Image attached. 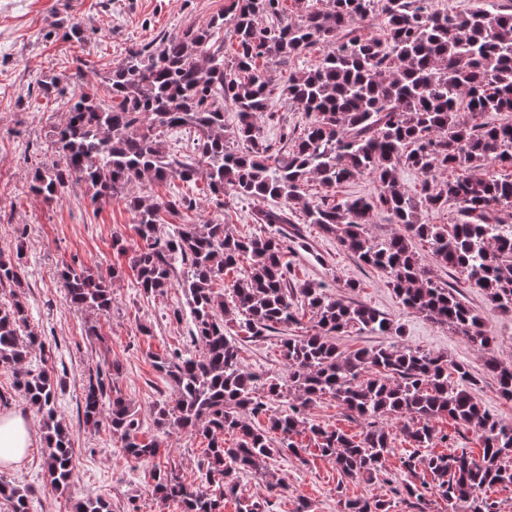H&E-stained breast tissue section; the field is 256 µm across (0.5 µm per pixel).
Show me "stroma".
Returning a JSON list of instances; mask_svg holds the SVG:
<instances>
[{
    "label": "stroma",
    "mask_w": 512,
    "mask_h": 512,
    "mask_svg": "<svg viewBox=\"0 0 512 512\" xmlns=\"http://www.w3.org/2000/svg\"><path fill=\"white\" fill-rule=\"evenodd\" d=\"M223 8L224 0H0V253L20 255L28 273V323L62 350L67 372L57 410L74 436L70 494L58 495L50 489L37 414L32 417V446L27 455L18 465L0 471L1 477L33 491L32 512H72L76 499L86 495L106 498L113 512H180L176 503L164 504L152 496L154 465L127 456L107 427L95 429L78 420L85 374L113 363L121 368L116 385L135 411L142 437L163 439L159 463L175 464L184 480L197 484L205 466L199 439L180 432L160 436L153 423L156 402L173 395L153 358L187 345L190 323L173 317L174 308L187 305L185 292L176 286L154 297L137 287L128 253L136 249L139 238L126 196L98 205L92 203V192L82 183L69 184L50 201L29 194L28 182L37 160H52L45 149L53 128L64 123L66 110L56 100L28 94L27 88L71 74L75 60L81 59L85 62L83 89L103 93L107 71L123 62L129 47L149 43L164 32L207 25ZM72 23L84 27L85 42L64 39V30ZM40 149L45 155L39 159L35 153ZM172 189L196 198V209L186 215L188 222L218 218L240 235L261 231L252 221L259 202L234 198L221 208L213 198L197 193L193 185L178 181ZM298 230L307 246L287 256L293 281L374 308L402 327L401 344L469 363L480 379L473 390L475 398L500 420L512 424V401L499 396L495 380L483 372L482 356L460 336L406 309L386 274L342 250L334 236L306 224ZM116 238L126 246L125 254L113 250ZM418 252L482 317L494 338L493 356L512 365V315L502 314L479 289L438 266L428 247L419 246ZM74 259L111 280L109 313L76 310L67 303L60 270ZM116 269L121 270V277H113ZM241 357L260 374L286 371L275 333L260 341L242 342ZM296 440L303 449L301 457L275 456L263 477L241 474L243 494L270 500L273 512H296L302 500L314 512H339L342 499L387 494L394 504L392 512H410L399 495L391 494L388 484L396 474L398 452L408 448L403 439H395L397 454L389 458L385 473L370 482L341 477L330 460L314 451L309 434H299Z\"/></svg>",
    "instance_id": "35a3bbf8"
}]
</instances>
